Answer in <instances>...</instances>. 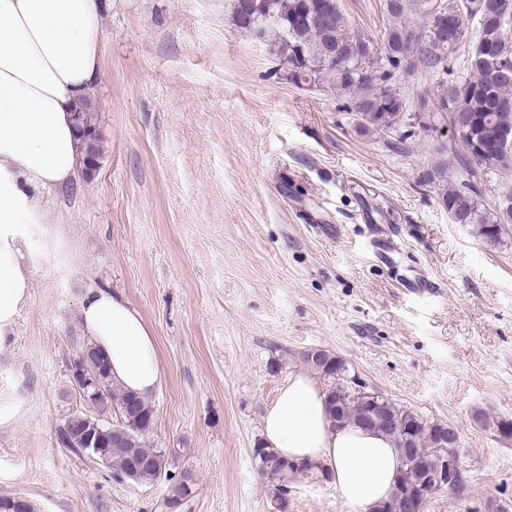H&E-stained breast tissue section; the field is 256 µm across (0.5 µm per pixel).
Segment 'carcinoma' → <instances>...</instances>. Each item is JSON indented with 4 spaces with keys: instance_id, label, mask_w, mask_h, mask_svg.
I'll use <instances>...</instances> for the list:
<instances>
[{
    "instance_id": "cac0c4a2",
    "label": "carcinoma",
    "mask_w": 512,
    "mask_h": 512,
    "mask_svg": "<svg viewBox=\"0 0 512 512\" xmlns=\"http://www.w3.org/2000/svg\"><path fill=\"white\" fill-rule=\"evenodd\" d=\"M254 3L256 11L249 18L232 9L234 23L246 31L260 24L267 12H274L277 21L266 25V34L272 36L280 61L288 65L291 83H330L348 98L349 111L355 113L363 129L395 134L399 144L416 134L409 123L408 100L399 87L400 77L411 72L416 62L448 71V64L466 45L470 26L477 25L479 38L467 53L463 71L435 100L421 104L415 120L419 129L433 132L448 123V113H455V122L462 128L460 138L466 143L455 151L464 180L454 185L437 169L426 179L435 185L438 199L453 223L472 226L485 242L499 240L502 225L512 223V207L491 212L480 197L482 186L498 172L512 170V0H384L389 24L379 39L351 21L342 0ZM412 34L419 44L414 62L407 64L401 47ZM77 121L89 130L88 159L98 160L96 112L81 109ZM302 360L323 379L328 410L336 424L364 425L373 407L359 396V378L348 364L331 352L319 360L311 349L302 354ZM100 384L104 399L95 411L99 420L124 411L133 397L139 407L136 429L124 441L116 445L108 438L102 439L108 448V465L116 475L124 476L130 472L133 460H146L152 469L140 473L139 480L142 484L153 483L156 474L166 469L167 460L161 450L146 442L154 425L151 402L114 384L107 372L101 375ZM403 428L414 455L421 459H436L440 434L457 433L454 427L427 422L417 413L404 416ZM374 431L392 439L398 449L400 469L394 492L420 485L422 474L406 458L402 438L377 427ZM253 457L273 491L276 509L283 501L282 481L276 474L281 472L298 485L330 481L322 465L294 463L272 448L259 445L253 449Z\"/></svg>"
}]
</instances>
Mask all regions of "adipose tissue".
<instances>
[{
	"instance_id": "obj_1",
	"label": "adipose tissue",
	"mask_w": 512,
	"mask_h": 512,
	"mask_svg": "<svg viewBox=\"0 0 512 512\" xmlns=\"http://www.w3.org/2000/svg\"><path fill=\"white\" fill-rule=\"evenodd\" d=\"M98 0H0V347L31 286L25 227L41 223L40 193L75 177L84 146L74 113L101 74ZM84 336L113 380L146 397L161 382L152 331L123 297L86 289ZM266 446L325 465L348 512H374L397 482L398 453L387 437L336 427L316 378L290 374L262 418Z\"/></svg>"
}]
</instances>
